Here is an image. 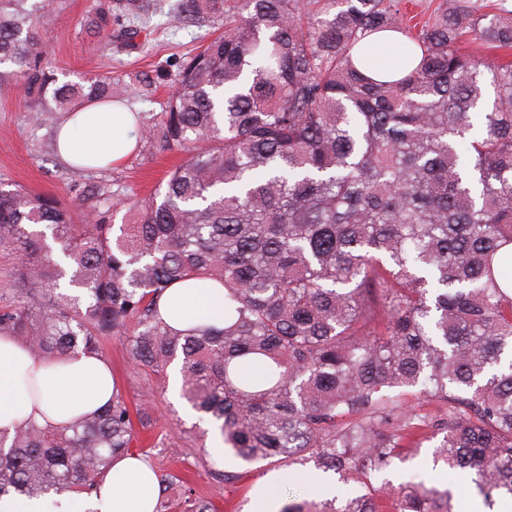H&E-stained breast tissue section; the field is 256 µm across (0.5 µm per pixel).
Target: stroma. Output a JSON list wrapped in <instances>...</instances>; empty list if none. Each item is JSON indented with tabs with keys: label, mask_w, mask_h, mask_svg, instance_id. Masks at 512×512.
Listing matches in <instances>:
<instances>
[{
	"label": "stroma",
	"mask_w": 512,
	"mask_h": 512,
	"mask_svg": "<svg viewBox=\"0 0 512 512\" xmlns=\"http://www.w3.org/2000/svg\"><path fill=\"white\" fill-rule=\"evenodd\" d=\"M97 0H50L37 26V35L49 48L52 70L70 79L108 77L127 87L126 103L138 122L159 117L174 89V80L186 57L222 30L221 22L169 27L163 14L142 24L133 44L108 38L89 29L86 19ZM62 116L48 114L35 122L13 84L0 85V188L23 189L55 196L75 218L87 209L84 201L96 187L109 191L117 205L113 223H123L128 208L147 199L168 171L185 155L139 141L135 151L106 169H78L67 165L55 150V133ZM103 355L111 363L117 386L131 405L152 402L155 418L137 428L133 451L145 455L159 477L188 478L194 495L215 503L220 512H248L250 489L269 474L287 475L286 491L297 496L325 497L323 487L307 493L285 462L269 459L247 464L221 452L222 441L208 421L200 420L187 402L173 395L170 384L134 366L124 337L105 340Z\"/></svg>",
	"instance_id": "35a3bbf8"
}]
</instances>
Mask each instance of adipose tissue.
I'll return each mask as SVG.
<instances>
[{
    "label": "adipose tissue",
    "mask_w": 512,
    "mask_h": 512,
    "mask_svg": "<svg viewBox=\"0 0 512 512\" xmlns=\"http://www.w3.org/2000/svg\"><path fill=\"white\" fill-rule=\"evenodd\" d=\"M137 146L133 113L115 105H87L61 124V158L81 167L118 164ZM160 310L172 321L185 317L224 323V290L202 280L168 289ZM112 367L101 355L77 353L49 363L24 343L0 336V429L22 420L64 426L92 413L112 398ZM158 478L149 461L130 453L112 462L92 496L94 512H155Z\"/></svg>",
    "instance_id": "adipose-tissue-1"
}]
</instances>
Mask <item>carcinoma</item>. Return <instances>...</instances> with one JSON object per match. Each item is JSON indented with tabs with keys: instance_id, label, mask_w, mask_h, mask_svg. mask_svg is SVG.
Instances as JSON below:
<instances>
[{
	"instance_id": "1",
	"label": "carcinoma",
	"mask_w": 512,
	"mask_h": 512,
	"mask_svg": "<svg viewBox=\"0 0 512 512\" xmlns=\"http://www.w3.org/2000/svg\"><path fill=\"white\" fill-rule=\"evenodd\" d=\"M401 3L177 0L173 23L222 17L224 32L139 128L186 160L133 222L111 224L103 188L80 224L52 195L0 190V243L20 244L28 283L0 335L47 359L124 336L160 378L180 361L184 398L234 456L339 475V494L281 512H384L370 477L419 435L439 439L432 469L469 470L487 508L512 500V61L461 48L511 50L512 9L440 0L420 24ZM47 5L0 0V65L16 66L0 82L20 75L37 121L114 98L110 78L43 65ZM162 8L98 0L87 25L110 38L115 12ZM192 279L224 288V325L161 316ZM135 436L119 391L71 426L17 423L0 434V497L89 496ZM155 512L218 509L183 493ZM393 512H453L452 494L409 482Z\"/></svg>"
}]
</instances>
